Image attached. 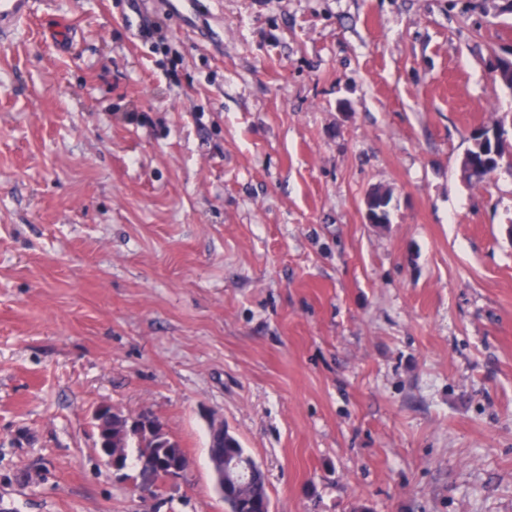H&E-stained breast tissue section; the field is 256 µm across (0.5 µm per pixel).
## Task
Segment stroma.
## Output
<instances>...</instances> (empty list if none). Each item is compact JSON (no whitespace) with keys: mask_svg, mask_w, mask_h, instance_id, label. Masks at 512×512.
I'll return each mask as SVG.
<instances>
[{"mask_svg":"<svg viewBox=\"0 0 512 512\" xmlns=\"http://www.w3.org/2000/svg\"><path fill=\"white\" fill-rule=\"evenodd\" d=\"M132 7L0 43V512H226L213 416L272 512H512V172L461 166L512 125V0ZM101 406L186 476L140 502ZM470 149L471 155H476L479 159L480 166L473 167L470 158L467 160V178L476 184L486 183L490 178V172L496 171L498 166L497 159L492 155L491 149L488 145L480 141V137L475 138Z\"/></svg>","mask_w":512,"mask_h":512,"instance_id":"stroma-1","label":"stroma"}]
</instances>
